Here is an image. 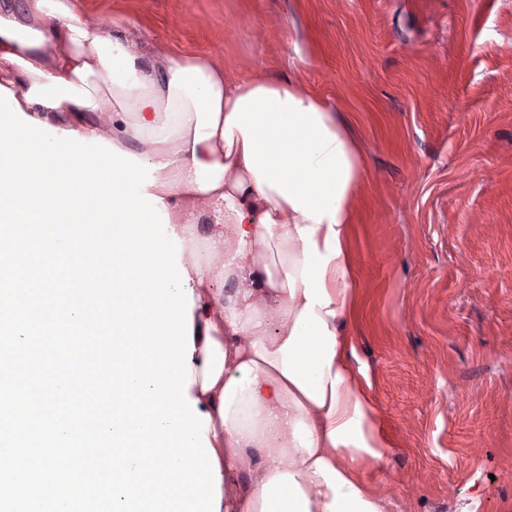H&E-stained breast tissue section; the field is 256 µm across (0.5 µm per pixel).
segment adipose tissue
Here are the masks:
<instances>
[{
  "instance_id": "ef3b65f1",
  "label": "adipose tissue",
  "mask_w": 512,
  "mask_h": 512,
  "mask_svg": "<svg viewBox=\"0 0 512 512\" xmlns=\"http://www.w3.org/2000/svg\"><path fill=\"white\" fill-rule=\"evenodd\" d=\"M136 29L77 0L0 5V79L26 116L154 164L149 194L181 241L194 286L190 399L211 418L220 512H388L363 480L387 443L349 365L355 300L350 201L368 172L347 123L287 77L230 82L199 54L144 63ZM206 224L191 223L195 212ZM233 285L212 296L211 281ZM277 306V323L260 317Z\"/></svg>"
}]
</instances>
